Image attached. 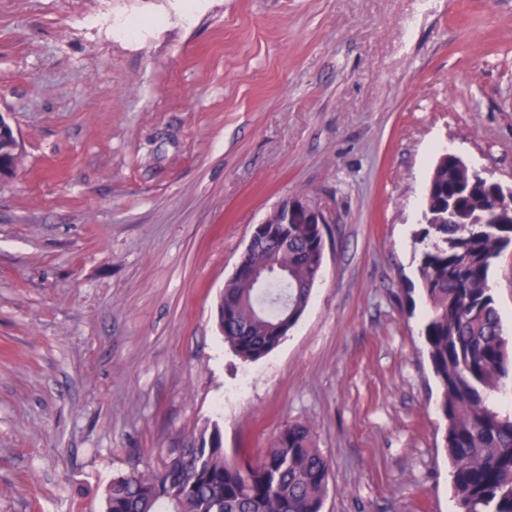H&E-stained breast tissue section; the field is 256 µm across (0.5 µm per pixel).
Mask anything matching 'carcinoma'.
<instances>
[{"mask_svg":"<svg viewBox=\"0 0 512 512\" xmlns=\"http://www.w3.org/2000/svg\"><path fill=\"white\" fill-rule=\"evenodd\" d=\"M495 199L451 157L435 163L425 197L418 275L426 302L422 336L440 389L444 448L457 512H512V415L493 394L512 378V343L504 336L489 273L512 246V224L481 223ZM319 225L270 224L259 250L241 257L218 303L224 344L241 360L276 349L304 314L323 268ZM288 276L261 290L252 273ZM288 301V310L282 302ZM330 463L311 425L294 422L258 459L231 457L216 424L169 448L159 468L112 479L101 512H322Z\"/></svg>","mask_w":512,"mask_h":512,"instance_id":"1","label":"carcinoma"}]
</instances>
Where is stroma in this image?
Returning a JSON list of instances; mask_svg holds the SVG:
<instances>
[{
	"instance_id": "obj_1",
	"label": "stroma",
	"mask_w": 512,
	"mask_h": 512,
	"mask_svg": "<svg viewBox=\"0 0 512 512\" xmlns=\"http://www.w3.org/2000/svg\"><path fill=\"white\" fill-rule=\"evenodd\" d=\"M0 114V512H97L206 424L255 457L295 421L323 512H456L413 235L442 148L512 182V0H0ZM302 190L323 276L242 361L220 292ZM490 282L512 336V251Z\"/></svg>"
}]
</instances>
